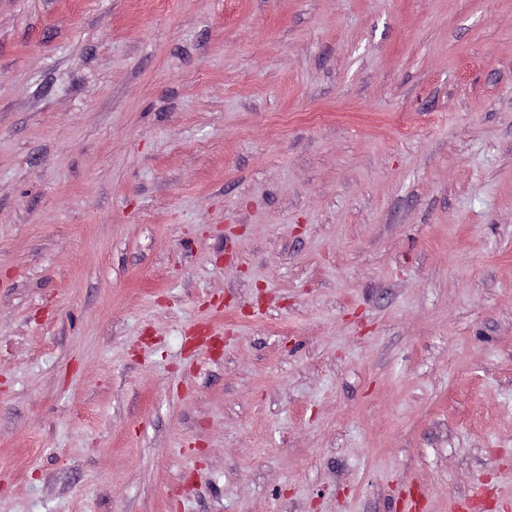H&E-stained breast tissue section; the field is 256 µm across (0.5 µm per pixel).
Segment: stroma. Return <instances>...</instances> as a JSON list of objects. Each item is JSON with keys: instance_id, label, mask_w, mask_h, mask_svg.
Returning <instances> with one entry per match:
<instances>
[{"instance_id": "35a3bbf8", "label": "stroma", "mask_w": 512, "mask_h": 512, "mask_svg": "<svg viewBox=\"0 0 512 512\" xmlns=\"http://www.w3.org/2000/svg\"><path fill=\"white\" fill-rule=\"evenodd\" d=\"M0 512H512V0H0Z\"/></svg>"}]
</instances>
